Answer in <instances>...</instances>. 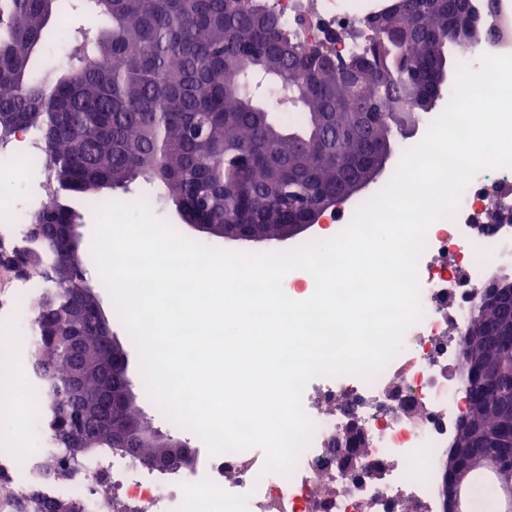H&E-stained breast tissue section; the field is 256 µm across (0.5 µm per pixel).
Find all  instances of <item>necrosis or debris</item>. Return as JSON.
<instances>
[{
	"label": "necrosis or debris",
	"instance_id": "obj_1",
	"mask_svg": "<svg viewBox=\"0 0 512 512\" xmlns=\"http://www.w3.org/2000/svg\"><path fill=\"white\" fill-rule=\"evenodd\" d=\"M284 28L312 41L359 23L373 0H271ZM512 269V168L479 170L453 217L434 222L417 262L421 315L400 351L366 379L317 376L302 408L314 424L308 445L287 474H262L261 448L210 455L195 449L190 470L159 469L119 454L82 464L60 485L41 465L49 449L38 431L37 401L14 376L23 362L16 346L0 347L9 376L0 380V444L19 456L0 460L11 478L47 498H80L86 512H442L439 481L466 409L467 385L458 363L460 333L477 287ZM364 427L368 446L351 472L331 465L349 419ZM387 478H370L375 467ZM112 487L99 494L98 478Z\"/></svg>",
	"mask_w": 512,
	"mask_h": 512
}]
</instances>
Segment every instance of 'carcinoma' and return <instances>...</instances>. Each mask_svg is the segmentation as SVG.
<instances>
[{
  "instance_id": "obj_1",
  "label": "carcinoma",
  "mask_w": 512,
  "mask_h": 512,
  "mask_svg": "<svg viewBox=\"0 0 512 512\" xmlns=\"http://www.w3.org/2000/svg\"><path fill=\"white\" fill-rule=\"evenodd\" d=\"M483 2L478 10L472 0H409L380 24L367 16L366 43L334 69L323 66L319 44L281 30L266 0H89L96 23L74 32L59 77L47 84L31 61L63 20L64 0H0V147L32 130L46 177V200L28 224L51 231L25 235L40 248L16 250L13 259L40 288L25 341L56 448L53 468L95 451L80 446L77 408L64 399L71 366L52 336L80 324L90 389L115 391L125 379L102 367L95 317L76 316V306L99 299L85 275L87 249L71 233L80 222L71 199L98 204L141 178L182 217L255 224L275 235L365 173L377 141L396 142L433 109L448 48L466 54L496 32L494 0ZM257 76L288 100L296 121L282 124L254 95ZM488 361L499 364L500 378L474 373ZM460 369L470 407L453 444L459 463L489 453L512 467V293L479 304ZM492 497L497 490L471 486V512H485ZM31 498L59 512L80 504Z\"/></svg>"
}]
</instances>
